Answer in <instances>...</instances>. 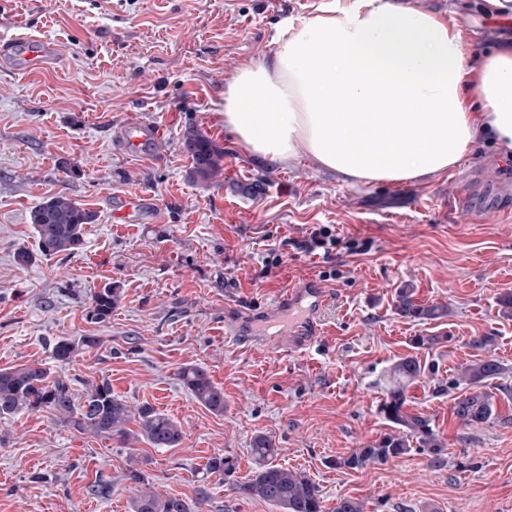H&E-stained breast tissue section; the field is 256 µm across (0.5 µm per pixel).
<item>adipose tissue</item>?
Here are the masks:
<instances>
[{
  "label": "adipose tissue",
  "instance_id": "adipose-tissue-1",
  "mask_svg": "<svg viewBox=\"0 0 512 512\" xmlns=\"http://www.w3.org/2000/svg\"><path fill=\"white\" fill-rule=\"evenodd\" d=\"M224 126L272 164L303 152L347 184L413 182L481 134L512 150V45L477 57L399 0H323L288 20L268 61L239 67Z\"/></svg>",
  "mask_w": 512,
  "mask_h": 512
}]
</instances>
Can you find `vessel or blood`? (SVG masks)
<instances>
[{
    "label": "vessel or blood",
    "instance_id": "obj_1",
    "mask_svg": "<svg viewBox=\"0 0 512 512\" xmlns=\"http://www.w3.org/2000/svg\"><path fill=\"white\" fill-rule=\"evenodd\" d=\"M59 55L56 42L27 34H16L0 40V58L4 60H23L31 70L49 69ZM164 135L161 124L155 121L137 120L125 124L118 135L116 145L119 149L132 154H145ZM328 296L320 290L314 280H305L303 287L285 291L277 303L266 310L267 319H274L283 312L293 309L303 310L305 317L302 325L290 330L288 344L290 350L302 349L320 329L315 322L318 311L327 303Z\"/></svg>",
    "mask_w": 512,
    "mask_h": 512
}]
</instances>
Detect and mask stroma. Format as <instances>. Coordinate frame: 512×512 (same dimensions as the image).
I'll return each instance as SVG.
<instances>
[{"mask_svg":"<svg viewBox=\"0 0 512 512\" xmlns=\"http://www.w3.org/2000/svg\"><path fill=\"white\" fill-rule=\"evenodd\" d=\"M440 16L484 54L512 42V13L491 0H401ZM320 0H0V38H50L51 70L21 73L0 62V369L54 366L58 338H97L66 373L76 391L108 381L131 407L148 405L183 430L174 448L120 444L54 424L47 411L0 420V512H131L136 468L159 496L192 512H278L207 475L230 456L236 477L255 468L251 442L275 439L277 464L364 512H512V160L479 142L458 165L413 183L349 185L306 155L284 165L259 160L224 127V86L244 61L269 59L285 22ZM166 134L144 156L115 149L130 118ZM200 130L224 152V172L201 184L180 148ZM263 180L257 197L239 187ZM147 200L136 224L112 216L116 196ZM64 194L97 214L71 255L40 253L30 211ZM317 224L369 244L364 255H289L266 270L267 250ZM32 256L15 264L18 250ZM336 269L331 279L325 268ZM316 279L331 299L320 333L301 351L261 348L281 325L248 319L286 289ZM119 292L110 317L91 319L94 291ZM448 313L417 321L395 309L400 289ZM448 334L417 348L413 337ZM494 337L504 373L490 391L497 416L471 428L453 414L448 379L480 358L471 342ZM429 367L408 391L410 411L431 419L446 444L443 464L411 451L351 470L338 459L390 433L379 414L384 377L399 358ZM199 365L224 390V412L199 404L176 378ZM207 483L209 496L195 490ZM104 484L107 496L92 495Z\"/></svg>","mask_w":512,"mask_h":512,"instance_id":"stroma-1","label":"stroma"}]
</instances>
